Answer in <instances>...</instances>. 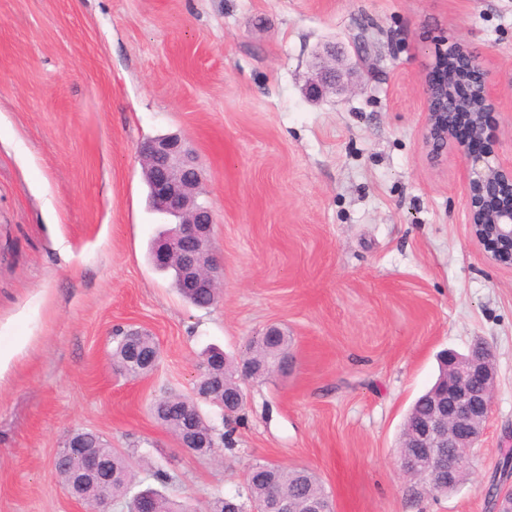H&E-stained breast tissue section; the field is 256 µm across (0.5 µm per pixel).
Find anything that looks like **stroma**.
I'll use <instances>...</instances> for the list:
<instances>
[{
    "instance_id": "stroma-1",
    "label": "stroma",
    "mask_w": 512,
    "mask_h": 512,
    "mask_svg": "<svg viewBox=\"0 0 512 512\" xmlns=\"http://www.w3.org/2000/svg\"><path fill=\"white\" fill-rule=\"evenodd\" d=\"M512 71V0H0V512H88L53 468L97 432L137 461L136 486L204 512L250 466H306L336 512H488L512 450V270L467 223L463 157L428 156L421 79L437 39ZM335 48L342 91L310 97ZM486 152L512 162V84ZM178 134L203 170L223 296L187 303L149 248L139 145ZM275 325L287 375L246 382L232 447L183 452L153 401L189 394L203 351L240 357ZM160 347L129 380L112 331ZM493 354V404L464 480L432 496L398 465L440 356Z\"/></svg>"
}]
</instances>
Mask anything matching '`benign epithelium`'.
Listing matches in <instances>:
<instances>
[{
  "instance_id": "obj_1",
  "label": "benign epithelium",
  "mask_w": 512,
  "mask_h": 512,
  "mask_svg": "<svg viewBox=\"0 0 512 512\" xmlns=\"http://www.w3.org/2000/svg\"><path fill=\"white\" fill-rule=\"evenodd\" d=\"M450 47L457 51L461 66L469 73L466 97L476 101V111H456L463 105V97H448L447 71L432 66L424 79V140L434 156L450 146L460 151L465 161L471 233L494 264L511 270L512 164L507 166L489 154L471 151L456 138L455 131L464 121L474 138L484 136L486 116L498 104L496 87L504 81L512 83V72L486 69L480 57L459 40L443 39L435 52L445 54ZM140 156L155 209L176 219L174 227L154 242V265L178 270L182 294L218 299L222 277L221 262L211 248L214 214L208 203L199 200L202 172L194 150L181 136L171 134L144 142ZM144 340V332L125 330L127 362L139 360L152 370L159 350L151 346L149 351H141ZM444 367L448 369L446 384L432 397L429 412L414 421L408 448L399 450V466L410 474L426 461L430 465V485L451 490L457 486L459 472L469 464L492 407V353L483 344L466 355L450 352ZM223 372L224 366L220 365L206 375L197 373L191 398L218 406L228 417L243 406L244 398L238 390L230 397L224 394ZM179 444L188 453L210 455L216 448L214 430L202 431L196 417H187ZM54 467L57 471L68 470L66 487L72 497L93 512H112L111 458L100 447L89 446L83 431L73 430L67 435ZM130 505L131 512H158L156 499L141 491L131 496ZM258 512H293L292 500L274 491Z\"/></svg>"
}]
</instances>
